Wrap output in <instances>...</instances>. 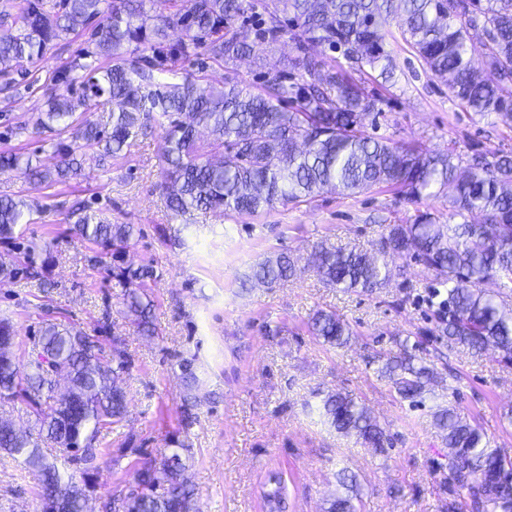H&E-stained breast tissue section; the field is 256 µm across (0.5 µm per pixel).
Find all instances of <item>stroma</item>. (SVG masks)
Listing matches in <instances>:
<instances>
[{"label": "stroma", "mask_w": 512, "mask_h": 512, "mask_svg": "<svg viewBox=\"0 0 512 512\" xmlns=\"http://www.w3.org/2000/svg\"><path fill=\"white\" fill-rule=\"evenodd\" d=\"M384 32L395 85L381 114L366 116L368 133L464 157L476 148L512 152V132L458 107L396 25L387 24ZM85 46L83 36L72 35L30 65L28 75L13 72L15 91L0 95V150L11 148L30 155L34 165L55 168L50 142L11 129L44 110V85ZM176 70L182 78L203 75L219 84L230 77L255 91L264 80L252 60L219 64L202 51L177 62ZM161 148L162 130L153 124L112 165L101 166L95 153L86 152L78 174L62 184L48 187L16 171L0 173V197L40 207L31 223L17 227L13 240L0 239V262L23 261L16 242L44 247L36 259L40 277L0 281V317L10 319L18 351H29L31 336L51 319L83 328L106 351L120 340L133 358L121 380L127 416L96 443L98 470L89 479L93 512H102L112 493L133 484L142 464L175 440L189 450L185 475L201 512H264L261 494L273 474L287 484L288 512H326L340 491L336 474L342 469L357 478L361 512H445L453 486L448 447L433 414L447 405L448 393L430 385L419 407L397 395L381 375L377 355L400 342L414 346L440 375L458 374V413L512 456V369L496 354L452 351L431 337V312L421 298L432 277L423 266L389 258L387 284L363 292L325 284L312 263L323 245L371 250L385 225L419 207L450 222L447 203L425 200L417 206L392 188L375 187L258 215L193 210L177 216L161 188ZM76 199L112 223L138 228L126 261L156 271L149 294L159 336H141L130 325L116 280L91 268L95 249L69 234L75 218L66 205ZM281 252L297 261L293 279L241 290L254 266ZM320 309L353 327L347 344L333 348L310 334L307 324ZM275 326L279 335H270ZM182 355L196 358L198 405L189 421L177 367ZM330 392L356 397L391 434L392 448L382 453L336 432L323 415ZM0 512H39L36 475L3 452Z\"/></svg>", "instance_id": "1"}]
</instances>
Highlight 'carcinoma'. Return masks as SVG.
Masks as SVG:
<instances>
[{"mask_svg": "<svg viewBox=\"0 0 512 512\" xmlns=\"http://www.w3.org/2000/svg\"><path fill=\"white\" fill-rule=\"evenodd\" d=\"M17 8L21 25L0 35L1 73L43 59L68 35L86 30L88 40L54 71L47 110L33 123L36 134L54 135L60 163L44 171L18 153L1 152V171L22 167L34 182L64 180L80 169L79 152L96 148L105 159L117 157L157 121L163 190L177 215L191 209L255 214L324 192L352 195L376 186L394 188L415 204L442 198L462 223L441 224L419 210L387 225L371 254L320 247L315 269L328 284L371 292L389 279L386 257L413 260L433 276L425 302L437 340L451 350L491 351L512 364V314L479 288L489 279L512 282V155L481 150L464 160L452 151L434 154L420 144L370 136L362 123L381 113L378 89L393 73L382 28L395 19L402 39L427 71L447 82L459 107L512 129V0H20ZM171 27L182 32L175 43L167 40ZM286 35L294 55L266 73L257 92L229 77L222 87L205 77L167 81L175 64L199 49L227 63L251 55L255 41L273 50ZM314 43L343 61L327 64L312 51ZM105 102L112 105L110 127L86 123L75 138L63 137L78 121L76 113ZM200 127L210 136L205 144ZM69 210L77 217L69 231L112 257V277L131 323L143 336L157 335L152 301L144 298L154 268L120 265L134 225L112 224L82 201ZM32 213L23 200L1 198L0 237L13 238ZM473 215L477 219L469 220ZM35 255L31 243L24 263L0 264V275H36ZM295 272L294 259L282 252L258 264L247 283L272 285ZM310 331L330 345L352 334L325 311L314 314ZM378 359L401 398L423 405L433 370L417 365L406 345ZM132 364L121 341L113 340L105 355L95 337L49 320L27 357L13 348L0 352V403L20 399L34 417L26 430L0 429V450L38 473L41 512L52 500L67 512H86L85 489L74 476H61L43 449H57L90 476L101 429L126 418V392L116 381ZM194 364L193 358L179 361L187 419L196 406ZM59 366L70 375L64 391L52 374ZM323 410L336 431L363 446L382 451L389 443L385 429L351 395H328ZM434 420L451 449L453 487L465 494L469 512H512V458L450 406L437 409ZM186 467L177 448L144 464L136 485L112 495L104 512H200L195 489L183 477ZM339 483L345 493L334 496L326 512H358L356 478L342 472ZM286 497L278 476L264 490L267 512H283Z\"/></svg>", "mask_w": 512, "mask_h": 512, "instance_id": "1", "label": "carcinoma"}]
</instances>
